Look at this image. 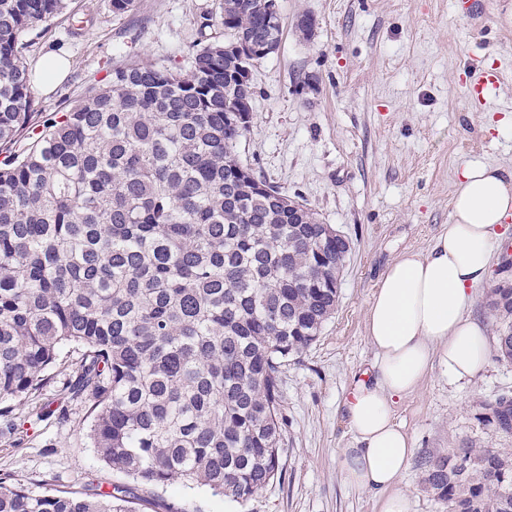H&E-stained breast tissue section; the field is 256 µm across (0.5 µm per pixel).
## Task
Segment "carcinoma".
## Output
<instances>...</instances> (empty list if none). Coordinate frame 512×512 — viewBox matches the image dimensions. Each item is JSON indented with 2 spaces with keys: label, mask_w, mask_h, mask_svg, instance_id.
Instances as JSON below:
<instances>
[{
  "label": "carcinoma",
  "mask_w": 512,
  "mask_h": 512,
  "mask_svg": "<svg viewBox=\"0 0 512 512\" xmlns=\"http://www.w3.org/2000/svg\"><path fill=\"white\" fill-rule=\"evenodd\" d=\"M264 2L222 0L227 38L194 45L186 69L116 63L18 153L37 113L26 36L66 0H0V432L21 433L18 406L76 345L66 390L89 396L102 461L147 495L182 482L244 507L277 478L282 368L335 313L351 253L240 158L243 73L282 35ZM489 307L511 362L512 287ZM488 410L512 432L511 395ZM419 467L448 512H512V449L454 448ZM0 512L136 510L122 484L34 492L2 474Z\"/></svg>",
  "instance_id": "cac0c4a2"
}]
</instances>
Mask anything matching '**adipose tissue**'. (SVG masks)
Instances as JSON below:
<instances>
[{
  "instance_id": "1",
  "label": "adipose tissue",
  "mask_w": 512,
  "mask_h": 512,
  "mask_svg": "<svg viewBox=\"0 0 512 512\" xmlns=\"http://www.w3.org/2000/svg\"><path fill=\"white\" fill-rule=\"evenodd\" d=\"M512 218V171L464 164L452 222L426 251L395 258L366 314L374 359L343 402L352 434L342 472L350 487L375 498L379 512H410L400 488L413 440L394 416L433 364L468 382L488 364L485 325L474 318V289L488 275L494 246Z\"/></svg>"
}]
</instances>
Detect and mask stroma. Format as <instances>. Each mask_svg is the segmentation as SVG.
I'll use <instances>...</instances> for the list:
<instances>
[{
    "instance_id": "1",
    "label": "stroma",
    "mask_w": 512,
    "mask_h": 512,
    "mask_svg": "<svg viewBox=\"0 0 512 512\" xmlns=\"http://www.w3.org/2000/svg\"><path fill=\"white\" fill-rule=\"evenodd\" d=\"M221 0H137L124 15L112 0H71L66 12L28 35L31 70L51 57L65 78L34 83L39 120L60 116L113 64L188 67L202 36L223 38ZM481 18L457 13L454 0H279V50L252 70L249 132L239 153L267 181L300 196L352 242L335 314L319 340L282 370L283 471L242 512H378L372 496L349 487L340 451L352 435L342 403L373 351L368 304L399 254L426 249L447 231L463 164L512 171V81L497 109L476 112L460 75L473 54L512 66V0H483ZM313 28L302 34L301 16ZM89 19L73 36L78 19ZM41 395L26 400L27 433L0 434V473L30 490L109 491L116 477L88 437L86 400L65 399L82 351ZM489 364L470 383L452 384L434 367L418 391L395 405L416 455L451 448H512V433L485 422V406L512 395V364L488 350ZM137 512H229L222 497L174 483Z\"/></svg>"
}]
</instances>
